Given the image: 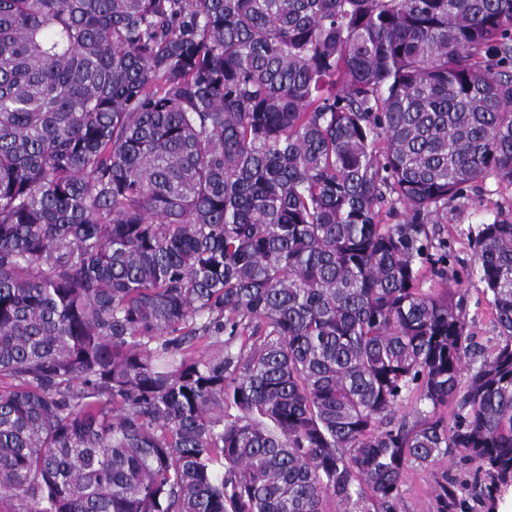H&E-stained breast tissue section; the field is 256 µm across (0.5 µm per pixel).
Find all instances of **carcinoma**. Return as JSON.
Here are the masks:
<instances>
[{"instance_id": "1", "label": "carcinoma", "mask_w": 512, "mask_h": 512, "mask_svg": "<svg viewBox=\"0 0 512 512\" xmlns=\"http://www.w3.org/2000/svg\"><path fill=\"white\" fill-rule=\"evenodd\" d=\"M488 176L512 0H0V512H398L448 455L512 485V210L469 243L491 353L421 288Z\"/></svg>"}]
</instances>
